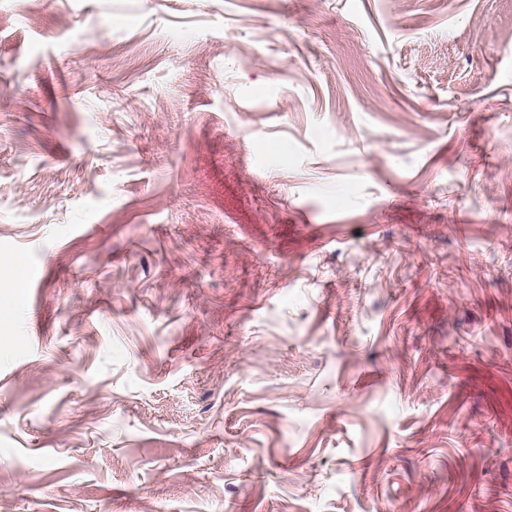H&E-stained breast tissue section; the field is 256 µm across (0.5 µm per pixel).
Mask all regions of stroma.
I'll use <instances>...</instances> for the list:
<instances>
[{
    "instance_id": "35a3bbf8",
    "label": "stroma",
    "mask_w": 512,
    "mask_h": 512,
    "mask_svg": "<svg viewBox=\"0 0 512 512\" xmlns=\"http://www.w3.org/2000/svg\"><path fill=\"white\" fill-rule=\"evenodd\" d=\"M0 512H512V0H0Z\"/></svg>"
}]
</instances>
